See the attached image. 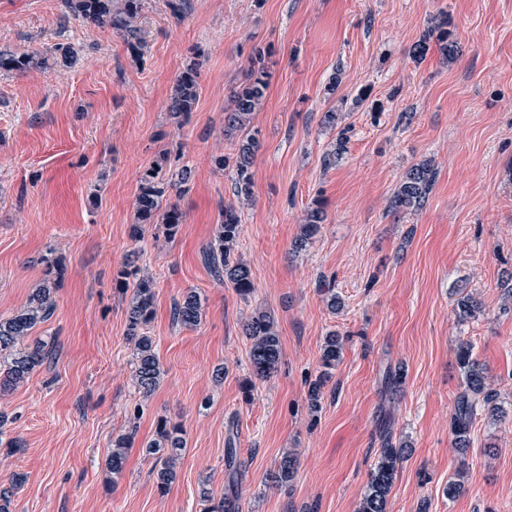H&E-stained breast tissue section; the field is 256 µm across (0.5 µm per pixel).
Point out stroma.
<instances>
[{"label":"stroma","instance_id":"1","mask_svg":"<svg viewBox=\"0 0 512 512\" xmlns=\"http://www.w3.org/2000/svg\"><path fill=\"white\" fill-rule=\"evenodd\" d=\"M166 3L143 0L138 64L111 29L63 19L61 0H0V51L71 43L77 58L0 73V318L25 305L48 252L65 266L54 313L33 332L50 361L0 394L9 512H201L204 488L217 502L235 498L237 512H357L388 440L412 448L389 512L424 502L427 512H512V305L500 288L512 274V0H188L180 20ZM442 14L458 57L433 45L414 61L410 49ZM259 52L270 78L251 123L261 147L246 201L212 158L235 149L224 110ZM194 55L201 95L179 129L166 105ZM328 111L336 127L323 125ZM165 152L192 170L187 192L166 199L184 222L174 239L151 226L133 239L139 173ZM425 159L437 176L424 207L389 215L401 175ZM317 199L326 220L293 252ZM227 207L241 216L237 253L255 287L246 299L204 262ZM130 259L155 292L145 332L164 376L148 397L131 384L126 311L136 284L121 291L114 281ZM460 285L481 304L466 323L454 313ZM192 289L203 318L186 328L172 307ZM331 291L344 302L336 312ZM258 310L272 315L282 347L264 381L251 378L242 333ZM332 331L344 348L313 412L308 386ZM463 340L503 415L476 416L460 452L451 416ZM398 366L406 379L393 397L384 378ZM162 418L187 441L165 494L146 453ZM121 434L132 443L115 477L106 459ZM288 452L300 464L279 488L269 475ZM456 476L464 491L451 499L443 489Z\"/></svg>","mask_w":512,"mask_h":512}]
</instances>
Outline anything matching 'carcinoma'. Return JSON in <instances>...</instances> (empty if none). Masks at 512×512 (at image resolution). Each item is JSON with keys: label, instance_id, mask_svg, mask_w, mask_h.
<instances>
[{"label": "carcinoma", "instance_id": "cac0c4a2", "mask_svg": "<svg viewBox=\"0 0 512 512\" xmlns=\"http://www.w3.org/2000/svg\"><path fill=\"white\" fill-rule=\"evenodd\" d=\"M63 17L73 16L87 24L108 27L121 36L131 56L139 60L143 55L145 40L141 35L138 19L143 0H62ZM444 55L452 59L458 52L456 42L448 35V18L444 17L430 28L429 37L417 42L411 49L412 56L422 58L429 50V39ZM75 52L69 45L58 44L51 56L40 53L17 57L0 51V72H22L31 68L47 70L50 61L71 60ZM201 63L192 57L183 65L172 94L167 112L176 127H182L195 111L200 96ZM268 87V73L264 56L257 53L251 61L247 83L235 94L231 111L224 115V132L240 133L235 154H219L213 158L216 169L234 171V192L249 199L252 194L253 158L258 147L256 138L249 132L252 115L260 107ZM192 176L191 169L183 165L171 169L168 154L163 153L146 166L140 174L138 193L134 202L136 224L132 225V237L141 235L147 224L160 229L166 240L174 238L183 223L184 215L175 205L163 206L170 192L180 191ZM436 179V169L430 160L412 165L399 179L398 186L388 202V211L399 215L417 211L426 203ZM325 220V211L316 200L308 207L301 233L295 241V249H305L310 240L319 232ZM241 231V217L232 208L221 212L219 224L215 226L214 242L210 247V258L216 272L224 274L235 292L242 298L254 291L251 269L235 254V246ZM42 277L30 294L27 303L8 318H0V393L11 391L23 384L40 366L49 352L44 342L30 340L33 329L48 321L54 310L53 296L61 282L64 267L58 257H44ZM155 292L150 278L140 276L127 310V336L135 342L132 382L135 388L150 395L160 384L162 369L154 349L152 337L144 333L145 326L153 316ZM479 310L477 301L469 294L457 301V316L465 323L475 318ZM203 302L195 291H189L173 307V321L182 327H193L201 323ZM243 333L250 340L249 361L252 375L258 379L270 377L276 370L281 357V342L274 320L263 311L254 313L243 325ZM342 337L328 333L323 340L321 365L324 373L309 383L308 400L318 408L322 389L329 371L341 360ZM456 357L465 375V391L456 399L451 419L454 445L465 451L470 444V428L478 412L495 420L502 413L495 402L496 394L486 385L485 372L473 358L472 347L467 342L457 346ZM405 381V370L401 367L386 374L385 384L390 395L401 392ZM132 436L122 434L112 439V449L107 458V469L114 475L120 474L130 448ZM186 448L183 428L166 419L157 423L156 438L146 445V452L156 457L153 472L157 488L167 492L177 479L176 461ZM408 448L395 446L385 439L369 481L361 496L358 512H388V499L396 480L400 465ZM297 470V459L292 453L285 454L271 474V481L277 485L288 484Z\"/></svg>", "mask_w": 512, "mask_h": 512}]
</instances>
